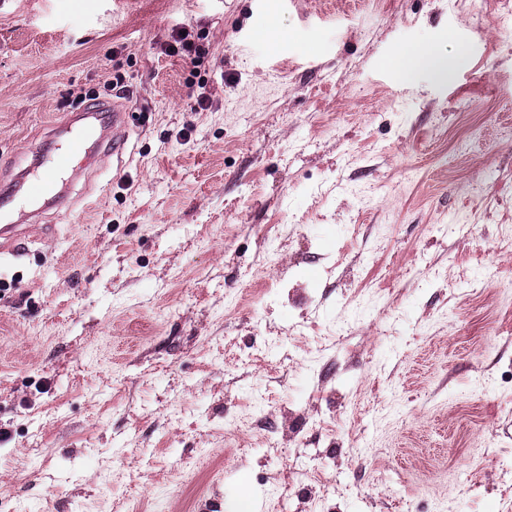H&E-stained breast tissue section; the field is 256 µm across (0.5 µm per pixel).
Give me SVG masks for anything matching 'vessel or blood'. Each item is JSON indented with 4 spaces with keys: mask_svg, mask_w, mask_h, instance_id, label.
<instances>
[{
    "mask_svg": "<svg viewBox=\"0 0 512 512\" xmlns=\"http://www.w3.org/2000/svg\"><path fill=\"white\" fill-rule=\"evenodd\" d=\"M83 118V123L69 126L65 146L50 158L42 173L34 176L21 174L15 188L0 196V250L5 248L15 253L20 249L18 227L12 222L16 202L21 200L56 207L65 205L67 197L57 191L56 185L70 170L73 156L81 154L86 143L95 139L99 125H110L116 131L122 129L126 122V112L116 106L105 113L97 107L84 112Z\"/></svg>",
    "mask_w": 512,
    "mask_h": 512,
    "instance_id": "b4317fda",
    "label": "vessel or blood"
}]
</instances>
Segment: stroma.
Returning a JSON list of instances; mask_svg holds the SVG:
<instances>
[{"label":"stroma","mask_w":512,"mask_h":512,"mask_svg":"<svg viewBox=\"0 0 512 512\" xmlns=\"http://www.w3.org/2000/svg\"><path fill=\"white\" fill-rule=\"evenodd\" d=\"M94 101L0 257V512H512V13L0 0V191ZM186 29L180 30L176 33L174 43L169 44L167 51L168 55H180L189 60V64L193 67V70L197 71L204 64V57L198 51L194 50V56L192 55V44L188 41L190 36L189 32L183 34ZM423 66H433L438 70H443L446 66V63L439 59L435 50L431 47H420L412 50L406 59V72L410 73L413 70ZM106 111L109 113H102ZM127 111L117 105H112V111L109 106H98L92 110L84 112L79 120H87L76 126L73 121L67 126L69 137L64 147L60 149L53 158H49L47 168L40 174L30 176L22 173L18 179L16 187L9 193L3 194L0 198V250L3 252L5 246L11 253L20 251L18 226L13 224V212L17 198H21L26 203H40L43 206L52 204L61 207L66 204L67 197L62 191H53L59 180H61L70 170L72 158L81 154L87 142L94 140L99 145L104 143L107 136L100 133L95 121L100 125L108 124L112 127V133L124 128ZM92 119L94 121H92ZM99 136L96 138L97 133ZM5 240V244L2 241Z\"/></svg>","instance_id":"1"}]
</instances>
